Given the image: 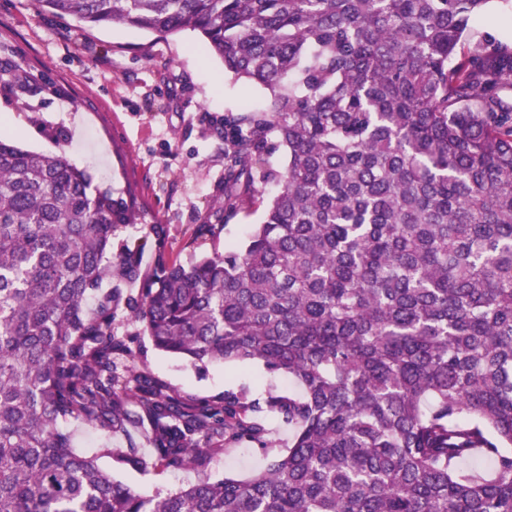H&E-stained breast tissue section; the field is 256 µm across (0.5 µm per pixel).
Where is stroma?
I'll return each instance as SVG.
<instances>
[{
    "label": "stroma",
    "instance_id": "35a3bbf8",
    "mask_svg": "<svg viewBox=\"0 0 512 512\" xmlns=\"http://www.w3.org/2000/svg\"><path fill=\"white\" fill-rule=\"evenodd\" d=\"M21 61L36 76L60 87L54 95L31 89L29 111H16L0 96V119L18 145L66 154L91 178L92 188L114 196L134 191L142 215L118 228L113 244L140 241L142 270L159 261L188 263L242 247L263 217L251 206L246 179L229 180L233 148L225 131L246 111L270 106L268 92L235 78L206 54L191 31L159 34L120 25L91 27L43 12L37 0H0V61ZM126 309H118L113 333L132 337L139 362L169 386L198 398L247 388L265 397L272 379L259 362L217 363L195 371L156 350L138 334ZM74 449L139 494L196 482L194 470L137 471L116 465L110 449L135 444L143 455L152 445L141 432L109 435L79 419L67 422ZM268 460L250 443L206 464L207 473L240 478L260 472Z\"/></svg>",
    "mask_w": 512,
    "mask_h": 512
}]
</instances>
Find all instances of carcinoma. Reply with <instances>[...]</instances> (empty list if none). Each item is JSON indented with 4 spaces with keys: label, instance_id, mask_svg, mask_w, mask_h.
I'll return each mask as SVG.
<instances>
[{
    "label": "carcinoma",
    "instance_id": "cac0c4a2",
    "mask_svg": "<svg viewBox=\"0 0 512 512\" xmlns=\"http://www.w3.org/2000/svg\"><path fill=\"white\" fill-rule=\"evenodd\" d=\"M38 2L197 33L270 92L233 162L282 186L252 195L264 220L244 248L143 274V246L123 243L121 276L141 287L103 293L134 199L0 137V512H512V49L475 32L489 0ZM32 80L0 67L7 97ZM122 305L195 370L258 361L299 391L198 399L121 370ZM262 413L292 431L285 450ZM70 418L148 429L152 461L107 450L135 470L199 469L243 442L270 461L145 497L75 453Z\"/></svg>",
    "mask_w": 512,
    "mask_h": 512
}]
</instances>
